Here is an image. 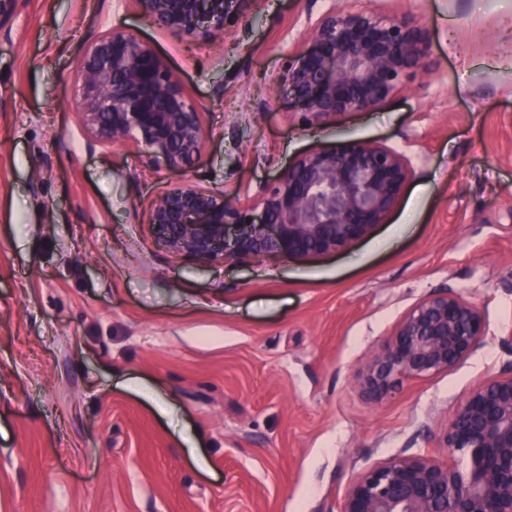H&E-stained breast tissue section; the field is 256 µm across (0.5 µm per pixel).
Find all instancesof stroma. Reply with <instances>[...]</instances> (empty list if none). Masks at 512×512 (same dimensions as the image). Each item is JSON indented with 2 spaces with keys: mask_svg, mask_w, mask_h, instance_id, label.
I'll list each match as a JSON object with an SVG mask.
<instances>
[{
  "mask_svg": "<svg viewBox=\"0 0 512 512\" xmlns=\"http://www.w3.org/2000/svg\"><path fill=\"white\" fill-rule=\"evenodd\" d=\"M333 4L421 18L431 69L305 125L276 83ZM115 26L202 112L190 169L90 145L73 72ZM352 138L412 173L344 250L202 264L151 232L164 190L254 205L301 154ZM449 287L481 309L484 343L367 403L356 370ZM511 334L512 0H256L213 42L168 34L136 0H15L0 16V512H337L361 472L433 452L468 393L512 367Z\"/></svg>",
  "mask_w": 512,
  "mask_h": 512,
  "instance_id": "stroma-1",
  "label": "stroma"
}]
</instances>
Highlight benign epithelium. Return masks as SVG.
Wrapping results in <instances>:
<instances>
[{"label":"benign epithelium","instance_id":"7a95c632","mask_svg":"<svg viewBox=\"0 0 512 512\" xmlns=\"http://www.w3.org/2000/svg\"><path fill=\"white\" fill-rule=\"evenodd\" d=\"M178 38L216 40L255 0H137ZM311 46L288 58L280 90L313 125L376 107L427 69L430 33L421 19L331 7L309 25ZM82 126L98 143L133 141L147 157L190 167L205 150L202 112L150 44L114 27L95 39L73 74ZM407 158L351 139L311 150L244 206L186 185L152 202L148 224L175 257L299 260L366 237L400 199ZM488 336L481 310L448 288L417 301L357 370L364 398L378 403L408 379L446 372ZM435 454L379 462L349 484L338 512H512V369L488 375L458 405Z\"/></svg>","mask_w":512,"mask_h":512}]
</instances>
